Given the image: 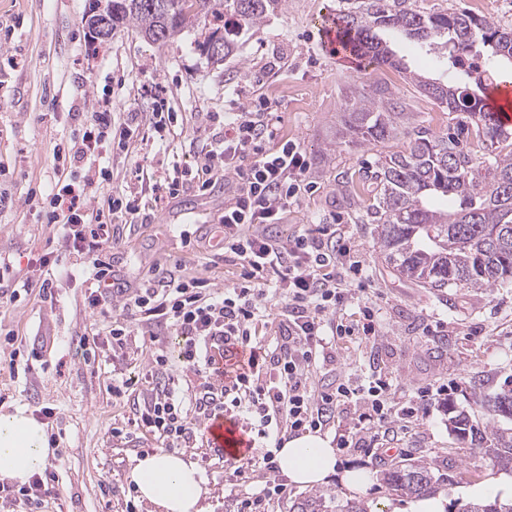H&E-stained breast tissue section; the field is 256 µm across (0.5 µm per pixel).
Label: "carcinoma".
Returning a JSON list of instances; mask_svg holds the SVG:
<instances>
[{
  "label": "carcinoma",
  "instance_id": "1",
  "mask_svg": "<svg viewBox=\"0 0 512 512\" xmlns=\"http://www.w3.org/2000/svg\"><path fill=\"white\" fill-rule=\"evenodd\" d=\"M336 23L343 41L358 56L399 68L379 33L403 34L428 45L451 62L482 44L491 56L512 63V28L466 11L425 12L413 0H343ZM286 0H112L106 37L131 29L154 44L174 43L186 31L208 32L206 44L218 40L222 62L235 49L238 32L222 25L224 16L253 27L284 9ZM486 78L441 83L415 71L409 79L448 113L461 112L456 131L435 135L400 124L392 92L377 87L360 94L345 113L343 134L353 142L378 144L400 136L405 150L379 155L365 211L376 224L377 243L399 276L422 288H493L512 280V130L491 113L484 92ZM487 421L479 427L468 413L448 404V428L463 448H475L493 464L512 471V389L483 400ZM389 490L409 498L436 495L450 483L448 475L423 460L397 461L380 470ZM292 512H369L359 501H336L309 495ZM457 512H512V499L496 496L459 503Z\"/></svg>",
  "mask_w": 512,
  "mask_h": 512
}]
</instances>
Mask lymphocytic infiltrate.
Wrapping results in <instances>:
<instances>
[{"label": "lymphocytic infiltrate", "mask_w": 512, "mask_h": 512, "mask_svg": "<svg viewBox=\"0 0 512 512\" xmlns=\"http://www.w3.org/2000/svg\"><path fill=\"white\" fill-rule=\"evenodd\" d=\"M141 124L138 113H126L114 124L111 113H97L92 124L75 128L68 161L78 167L96 159L106 142L132 137ZM272 130L263 112L237 113L225 124L208 150L199 155L193 181L198 191H208L217 172L233 174L235 186L224 202V251L241 267L237 282L223 291L207 288L201 278L180 276V261L157 270L148 284L111 294L112 253L116 228L103 212L91 211L87 200L108 179L105 168L75 180L61 172L47 196L30 192L27 203L55 225L59 240L69 253L85 259L94 289L85 295L91 315L111 320L112 349L131 348L135 337L156 345L160 329L183 336L179 354L185 369L198 385L185 394L166 377L168 357H153L157 379L142 391L135 422L165 447H186L198 425L215 412L249 415L263 444L244 465L226 472L231 484L249 481L253 469L275 471V456L283 431L318 430L330 424L336 407L351 399L369 409L373 431L360 444L377 441L389 429L391 386L382 379L368 385H336L317 392L311 372L323 356L329 334L374 338L379 334L375 305L365 306L360 325L344 324L337 312L351 296L349 283L361 280L359 263H346L348 254L337 239L335 225L285 241L269 230L278 223L304 185L306 163L295 145L264 149ZM248 166H241L242 158ZM122 296V315L112 314L114 296ZM281 299L285 316L278 321L275 347H266L257 328L270 318L273 299Z\"/></svg>", "instance_id": "1"}]
</instances>
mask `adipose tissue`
Masks as SVG:
<instances>
[{"label":"adipose tissue","instance_id":"adipose-tissue-1","mask_svg":"<svg viewBox=\"0 0 512 512\" xmlns=\"http://www.w3.org/2000/svg\"><path fill=\"white\" fill-rule=\"evenodd\" d=\"M53 454L45 428L31 409L18 406L0 412V481L27 484ZM276 464L290 483L302 489L320 486L336 473L349 489L364 483L356 472L339 471L332 439L322 433L284 440ZM130 476L139 498L152 512H207V479L196 462L184 455L160 449L134 458Z\"/></svg>","mask_w":512,"mask_h":512}]
</instances>
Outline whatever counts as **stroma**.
Wrapping results in <instances>:
<instances>
[{"label": "stroma", "instance_id": "1", "mask_svg": "<svg viewBox=\"0 0 512 512\" xmlns=\"http://www.w3.org/2000/svg\"><path fill=\"white\" fill-rule=\"evenodd\" d=\"M92 0H7L0 5V264L9 277L38 274L37 260L59 247L56 229L29 209V192H47L56 180L55 149L67 146L78 124L97 112H137L142 117L135 147L124 153L101 152L110 179L92 198L107 209L113 195L138 194L142 213L118 218L120 237L112 249V271L121 282L138 286L156 269L181 260L184 277H203L211 287L230 285L239 269L223 258L217 226L224 215L223 182L210 192L188 186V174L214 133L237 112H267L275 130L268 148L294 143L307 168L311 189L299 193L272 234L284 240L320 224L336 225L363 266V286L343 306L355 321L365 303L378 305L379 336L371 341H337L312 375L314 388L336 379L368 384L380 377L393 391L394 433L386 444L338 450L341 468L364 471L369 481L358 491L338 477L319 486L328 498H353L371 512H411V498L392 494L375 474L392 459L448 456L467 459L448 431L446 402L467 410L474 421L486 419V395L512 388V283L488 290L452 288L437 293L396 276L385 262L374 227L364 209L350 203L341 182L371 166L379 154L404 150L405 139L353 145L341 141L346 101L352 92L388 85L408 112L409 122L434 133L447 132L454 119L445 106L421 93L395 69L350 54L325 50L321 29L340 9L339 0H287L284 12L240 32L236 49L223 64L208 62L198 49L200 31L184 33L160 46L132 31L111 40L92 39L83 17ZM418 9L468 11L512 27V0H417ZM390 42L407 68L439 82L463 81L462 67L400 35ZM167 101L172 129L159 137L153 124L159 101ZM184 182L177 197L158 191L164 178ZM191 233L183 243L180 228ZM88 268L62 257L54 269V301L38 288L20 300L0 305V360L17 359L18 373L0 370V411L17 405L53 416L45 422L55 454L45 468L55 480L44 512H125L133 483L130 460L159 449L160 441L132 423V404L151 380L152 351H112L107 325L84 309ZM99 330L96 347L80 343ZM124 384L115 394L113 384ZM424 389L434 391L426 415L409 417L404 409ZM120 427L124 436H113ZM203 470L211 488L208 512H230L238 491L257 492L262 474L244 489L224 480L225 460L204 434L185 450ZM512 495V473L490 460L465 464L442 489L443 505Z\"/></svg>", "mask_w": 512, "mask_h": 512}]
</instances>
